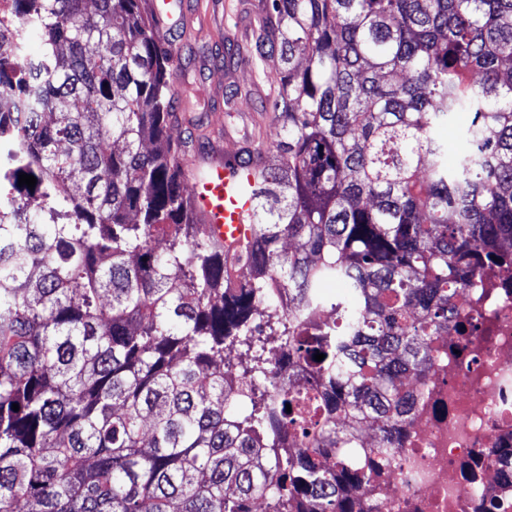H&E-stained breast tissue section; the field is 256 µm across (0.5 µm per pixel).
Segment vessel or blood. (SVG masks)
<instances>
[{"label": "vessel or blood", "mask_w": 512, "mask_h": 512, "mask_svg": "<svg viewBox=\"0 0 512 512\" xmlns=\"http://www.w3.org/2000/svg\"><path fill=\"white\" fill-rule=\"evenodd\" d=\"M151 5L165 29L182 26L184 0H152ZM242 153V146L228 149L218 142L192 162L196 173L190 181L193 203L229 257L239 252L249 236L246 226L250 202L242 187Z\"/></svg>", "instance_id": "1"}]
</instances>
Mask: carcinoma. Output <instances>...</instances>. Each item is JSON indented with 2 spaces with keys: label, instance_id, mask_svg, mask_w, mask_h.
Returning a JSON list of instances; mask_svg holds the SVG:
<instances>
[{
  "label": "carcinoma",
  "instance_id": "1",
  "mask_svg": "<svg viewBox=\"0 0 512 512\" xmlns=\"http://www.w3.org/2000/svg\"><path fill=\"white\" fill-rule=\"evenodd\" d=\"M2 2L0 512H354L412 420L402 378L456 294L512 265V0L261 3L279 132L245 154L252 240L228 267L150 0ZM283 347L313 391L271 387ZM469 121V114L462 112L457 116L452 125L443 126L438 129V137L444 143L448 144V164L455 163L458 155L464 148V143L461 139V130L469 123Z\"/></svg>",
  "mask_w": 512,
  "mask_h": 512
}]
</instances>
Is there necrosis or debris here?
<instances>
[{
    "mask_svg": "<svg viewBox=\"0 0 512 512\" xmlns=\"http://www.w3.org/2000/svg\"><path fill=\"white\" fill-rule=\"evenodd\" d=\"M455 308L462 325L435 340L425 377L409 378L414 419L360 512H486L512 497V469L484 461L512 448V272L461 292Z\"/></svg>",
    "mask_w": 512,
    "mask_h": 512,
    "instance_id": "obj_1",
    "label": "necrosis or debris"
}]
</instances>
